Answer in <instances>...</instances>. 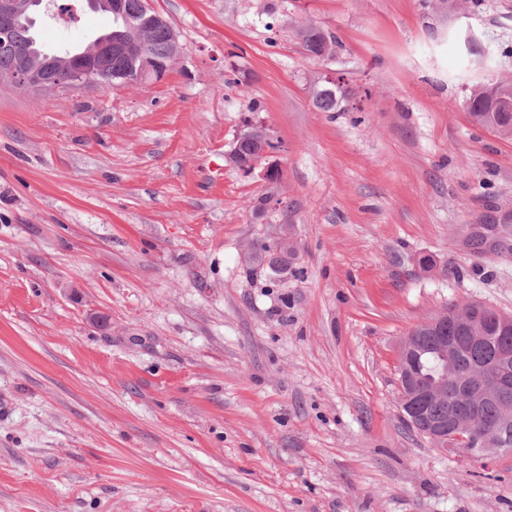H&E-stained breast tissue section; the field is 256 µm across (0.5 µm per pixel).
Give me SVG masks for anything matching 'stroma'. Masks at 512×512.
Returning <instances> with one entry per match:
<instances>
[{"label": "stroma", "mask_w": 512, "mask_h": 512, "mask_svg": "<svg viewBox=\"0 0 512 512\" xmlns=\"http://www.w3.org/2000/svg\"><path fill=\"white\" fill-rule=\"evenodd\" d=\"M70 2L41 44L111 27ZM148 3L161 81L0 86V512H512V453L434 445L398 372L448 304L512 315V141L464 107L512 81V0ZM253 124L278 187L228 157ZM286 229L287 274L250 270ZM315 26L308 25L300 28L296 32L297 39L301 42L303 50L307 55L316 58H323L333 53V48L337 46L338 41L333 34L325 33L323 30V41L328 43V47L323 46V41L314 32ZM326 50V51H325ZM325 51V53H324ZM320 81L330 86L324 87L315 93L313 98L315 107L323 112H348L349 109L345 106L351 96V90L347 87V84H338L340 77L329 75L319 78L317 83ZM509 91L512 96V82L506 80L477 86L472 90L465 106L472 122L482 127H490L487 113L491 98L508 94Z\"/></svg>", "instance_id": "1"}]
</instances>
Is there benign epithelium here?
I'll use <instances>...</instances> for the list:
<instances>
[{
  "mask_svg": "<svg viewBox=\"0 0 512 512\" xmlns=\"http://www.w3.org/2000/svg\"><path fill=\"white\" fill-rule=\"evenodd\" d=\"M44 0H0V38H6L9 26L22 19L34 21L33 13ZM95 10H107L112 16L124 22L126 32L138 37L133 42L129 37H105L91 42V46L76 56L41 54L25 44L14 43L11 50L17 59L12 70L0 72V86L9 85L32 93L50 90H79L87 86L99 88L112 85H145L150 80L162 79L179 58L178 40L175 32H170L173 44L171 54L158 59L144 48L148 30L166 19L157 14H143L139 23L130 22L125 11L124 0H86ZM114 53L133 54V69L101 73L93 67V62L102 56ZM455 322L458 335L448 339L436 336L435 348L440 362V371L448 375V366L456 360L463 347H474L483 342L488 327L499 334L512 333V315L498 312L490 316L488 308L473 304L466 311H443L411 330L401 342L399 350V373L402 381L401 402L407 408L413 422L431 440L447 438L455 447L472 458H483L502 450L503 432L512 426V377L507 369L512 365V346L495 350L486 358L473 361L470 380V406L461 413L455 408L448 409V417L440 420L429 418L425 405L442 400L448 392L442 384L421 378L410 373L408 357L424 332H436L446 320ZM495 399L501 405V416L491 428L481 432L478 438L472 437L475 420L481 403Z\"/></svg>",
  "mask_w": 512,
  "mask_h": 512,
  "instance_id": "benign-epithelium-1",
  "label": "benign epithelium"
}]
</instances>
